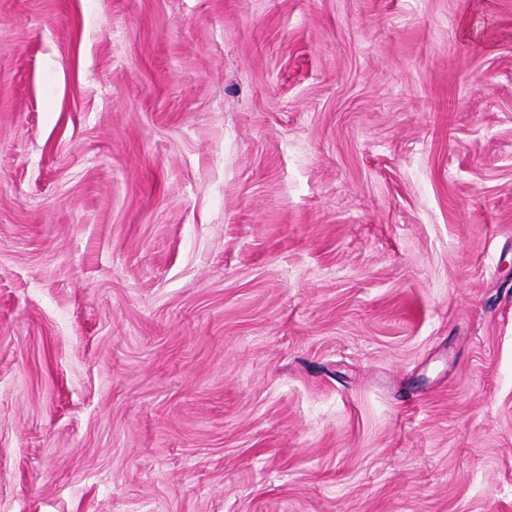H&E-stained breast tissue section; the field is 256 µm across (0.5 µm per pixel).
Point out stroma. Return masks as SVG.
<instances>
[{
	"label": "stroma",
	"mask_w": 512,
	"mask_h": 512,
	"mask_svg": "<svg viewBox=\"0 0 512 512\" xmlns=\"http://www.w3.org/2000/svg\"><path fill=\"white\" fill-rule=\"evenodd\" d=\"M478 2L0 0V512H512Z\"/></svg>",
	"instance_id": "35a3bbf8"
}]
</instances>
